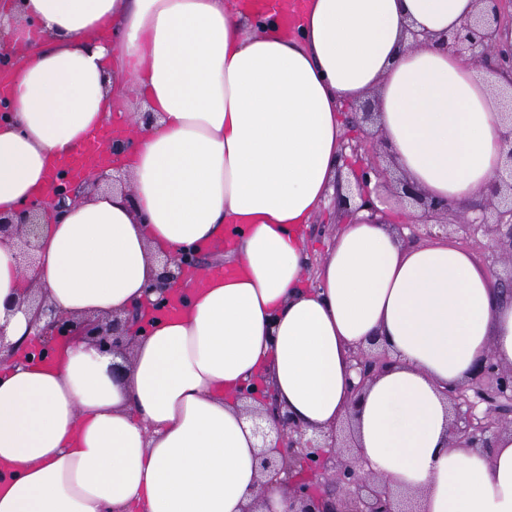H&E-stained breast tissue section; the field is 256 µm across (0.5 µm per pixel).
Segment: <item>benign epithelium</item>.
<instances>
[{"label":"benign epithelium","mask_w":512,"mask_h":512,"mask_svg":"<svg viewBox=\"0 0 512 512\" xmlns=\"http://www.w3.org/2000/svg\"><path fill=\"white\" fill-rule=\"evenodd\" d=\"M486 2L493 4L492 11L481 13L473 23L448 34L446 47L478 64H485L495 57L499 68L512 71V49L505 52L497 44V31L512 20L500 8L506 0ZM503 138L511 148L506 154L504 172L490 184L487 198L494 210V220L488 221L485 214L478 220L461 214L457 216V225L467 231L483 228L491 232L500 248L507 251V259L512 263V119ZM346 147L350 152L342 154V159L344 165L355 167L360 195H366L371 180H388L387 170L379 164L375 140L350 137ZM396 188L403 196L419 203L427 217L448 214V205L423 197L408 182L400 179ZM75 200V190L68 179L59 178L46 204L25 207L13 217L1 216L0 235L15 234L22 241L23 251H33L40 236L43 208L48 206L61 213L68 207V202ZM205 265L206 258L192 253L167 256L161 261L158 277L161 284L171 286L177 283L185 268H203ZM37 313L47 319L52 336L85 339L99 351L109 352L117 343L127 339L125 328L138 320L140 309L134 307L122 316L115 314L110 319L85 323L62 315L42 300ZM354 360L360 374V383L355 386L357 391L391 363L387 351L377 347L369 351L358 350ZM478 378L489 381V385L481 383L473 389L474 397L487 405L484 415L474 414L475 403L470 401L468 389L460 387L449 391L453 412L451 434L456 442L466 447L492 448L494 436L503 428H512V367L500 368L488 361L479 371ZM241 398L256 399L265 406V413H251L257 419L254 423L256 435L263 440L267 438L266 429L258 423L267 414L273 421L278 441L288 449L286 458L262 451L259 465L262 472L284 485L288 497L297 505L296 512H415L406 503L394 506V493L389 486L371 480L355 458L325 453L327 448L349 447L341 437L342 429L308 434L288 412L282 410L271 394L259 386L245 387Z\"/></svg>","instance_id":"1"}]
</instances>
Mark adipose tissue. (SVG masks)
Masks as SVG:
<instances>
[{"mask_svg": "<svg viewBox=\"0 0 512 512\" xmlns=\"http://www.w3.org/2000/svg\"><path fill=\"white\" fill-rule=\"evenodd\" d=\"M481 8L307 0L289 32L238 0H0L16 52L0 215L42 203L56 159L106 126L132 180L44 224L32 266L0 236V333L21 348L0 365V512H292L238 398L256 378L306 429L354 417L364 470L420 512H512V430L488 454L451 446L446 400L482 360L512 366V297L470 251L404 243L386 214L348 215L312 278L301 232L334 194L342 108L369 95L409 182L456 212L485 198L512 74L442 43ZM219 236L235 274L187 269L180 312L155 310L154 254ZM42 298L71 318L140 307L130 366L80 340L40 354ZM373 339L393 363L355 399L352 355Z\"/></svg>", "mask_w": 512, "mask_h": 512, "instance_id": "obj_1", "label": "adipose tissue"}]
</instances>
